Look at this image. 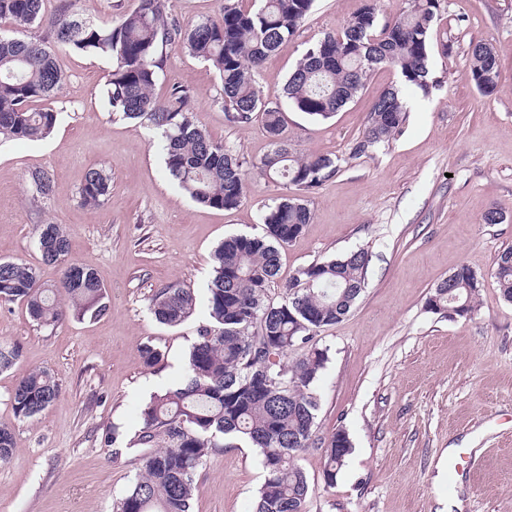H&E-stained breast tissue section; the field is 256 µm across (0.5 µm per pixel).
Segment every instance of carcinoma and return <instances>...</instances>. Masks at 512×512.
Masks as SVG:
<instances>
[{"label": "carcinoma", "mask_w": 512, "mask_h": 512, "mask_svg": "<svg viewBox=\"0 0 512 512\" xmlns=\"http://www.w3.org/2000/svg\"><path fill=\"white\" fill-rule=\"evenodd\" d=\"M45 0H0V20L17 29L41 22ZM45 35L29 39L0 33V137L36 142L52 133L58 112L36 108L61 89V53L105 56L113 68L107 99L112 112L138 120L160 134L165 165L179 186L199 204L229 210L245 198L247 161L227 153L200 125L190 104L191 88L172 86L165 100L153 93L166 49L178 47L209 63L223 86L229 121L249 124L261 116L270 139L269 151L251 164L260 174L295 190L269 207L262 217L264 233L237 235L212 253L213 274L207 287L208 320L197 329L180 382L151 396L141 411L136 445L143 448V467L132 479L114 512H192L195 475L206 458L226 448L249 444L262 458L265 479L254 512H303L310 494L297 458L316 443L319 409L316 383L327 362V350L313 343L317 332L343 321L365 287L371 254L365 249L315 262L296 270L279 302L268 297L280 272V248L301 235L311 221L306 196L338 171L328 154H302L286 133L281 105L266 102L258 76L264 61L294 36L314 0H259L245 9L243 0H223L220 17L191 22L168 13V0H137L118 25L97 26L81 16L76 0H55ZM379 0L369 3L338 33L329 32L303 55L285 84L291 105L316 120H327L349 103L379 67L397 70L402 83L375 101L362 137L351 156L359 158L388 143L406 123L403 93L429 94L431 31L437 0H403L400 13L377 28ZM468 78L481 93L498 87L500 66L492 45L471 46ZM32 198L53 192V176L43 169L29 174ZM112 195L111 177L90 168L79 190L81 202L96 208ZM42 261L62 263L59 283L40 281L38 269L20 259L0 260V302L20 301L41 327L67 317L96 318L107 310L106 290L96 273L66 262L70 240L59 224L39 227ZM500 294L512 302V248L494 263ZM481 282L466 266L442 279L428 298L430 309L459 316L474 311ZM193 290L173 282L150 299L155 320L179 326L195 311ZM305 349L293 363L289 349ZM140 355L145 367L163 359L147 342ZM19 347L0 345V372L19 361ZM59 383L48 370L22 375L12 393L15 417L32 418L57 399ZM325 483L336 477L352 451L342 428L320 443ZM16 450L9 425L0 423V463Z\"/></svg>", "instance_id": "cac0c4a2"}]
</instances>
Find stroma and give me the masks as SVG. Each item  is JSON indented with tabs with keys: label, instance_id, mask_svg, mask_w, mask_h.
Wrapping results in <instances>:
<instances>
[{
	"label": "stroma",
	"instance_id": "stroma-1",
	"mask_svg": "<svg viewBox=\"0 0 512 512\" xmlns=\"http://www.w3.org/2000/svg\"><path fill=\"white\" fill-rule=\"evenodd\" d=\"M366 0H315L297 34L267 60L264 99L280 102L299 151L336 156L335 176L309 194L312 222L281 248L270 295L299 267L365 248L372 254L366 287L349 316L315 341L328 360L317 383L315 434L343 428L352 452L334 485L324 456L299 458L312 492L305 512H442L450 455L470 457L457 488L464 512H512V303L500 295L493 264L512 247V0H439L433 27L429 95L406 92L409 118L373 155L352 157L376 98L399 83L393 70L374 72L358 95L325 121L286 103L284 85L305 51L340 30ZM491 43L500 63L492 95L467 80L471 44ZM155 93L172 85L195 92V114L226 149L258 161L270 148L261 121H228L221 81L206 62L171 48ZM66 74L52 102L58 121L39 142H0V258L38 266L43 283L63 267L36 248L38 227L59 224L69 261L94 269L107 292L101 317L33 322L22 303H0V343L22 354L0 372V422L16 451L0 464V512H112L141 462L133 449L140 412L153 392L176 384L206 321L205 308L177 327L155 321L152 294L181 282L205 295L211 253L224 238L257 234L267 206L286 195L282 182L250 170L243 203L216 210L194 202L168 175L158 134L112 116L105 88L112 62L63 55ZM104 167L112 196L90 208L78 189L88 168ZM54 178L50 199L33 202L35 169ZM506 219L483 223L490 207ZM481 282L474 313L427 309L437 282L460 266ZM164 354L146 368L140 348ZM54 373L58 399L43 413L16 418L10 396L32 369ZM117 440H109L111 426ZM265 472L255 448L209 456L195 477L193 512H254Z\"/></svg>",
	"mask_w": 512,
	"mask_h": 512
}]
</instances>
